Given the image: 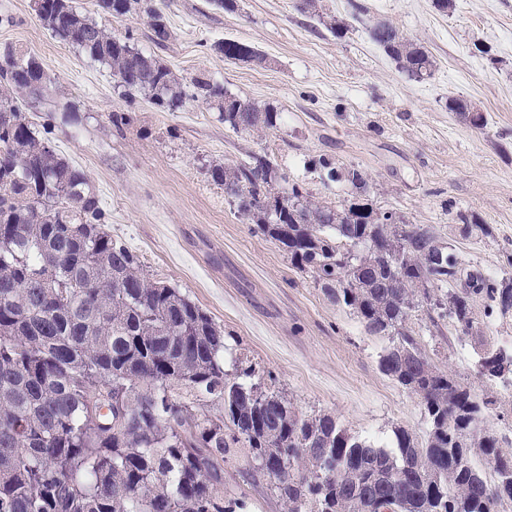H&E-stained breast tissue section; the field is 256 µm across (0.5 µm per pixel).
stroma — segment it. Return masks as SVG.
<instances>
[{
  "mask_svg": "<svg viewBox=\"0 0 512 512\" xmlns=\"http://www.w3.org/2000/svg\"><path fill=\"white\" fill-rule=\"evenodd\" d=\"M295 3L238 0L227 11L207 0H165L172 37L158 47L139 9L114 18L98 14L96 0H74L180 79L205 73L240 98L275 107L279 128L254 136L233 133L191 100L169 112L142 96L122 99L109 70L43 26L34 0H0V44L42 64L49 91L27 117L90 177L112 238L223 328L226 370L247 357L257 381L300 413L335 415L351 434L378 441L397 427L420 438L422 407L379 367L387 338L367 333L238 217L210 169L265 153L313 199L333 203L352 189L327 181L324 163L357 167L379 210L431 226L470 265L501 275L512 257V0H453L445 13L433 0H316L313 17ZM356 3L421 43L436 61L432 76L418 82L398 71L352 20ZM5 15L12 24H2ZM329 19L341 32L326 28ZM228 38L260 50L265 64L225 60L214 45ZM453 98L476 104L481 122L451 111ZM67 103L79 123H63L57 108ZM116 112L128 122L114 126ZM463 220L475 225L471 235H460ZM412 327L439 368L473 378V349L450 323L432 326L422 313ZM474 387L497 397L484 426L512 448V388L480 380Z\"/></svg>",
  "mask_w": 512,
  "mask_h": 512,
  "instance_id": "stroma-1",
  "label": "stroma"
}]
</instances>
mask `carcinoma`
<instances>
[{"label": "carcinoma", "mask_w": 512, "mask_h": 512, "mask_svg": "<svg viewBox=\"0 0 512 512\" xmlns=\"http://www.w3.org/2000/svg\"><path fill=\"white\" fill-rule=\"evenodd\" d=\"M140 6L151 39L171 31L157 0H97L115 18ZM59 41L108 67L124 98L139 93L175 112L186 101L219 113L236 134L278 127L280 112L232 95L200 74L187 84L155 56L79 11L73 0L34 5ZM353 20L399 70L422 81L434 59L385 20ZM224 59L262 64L250 44L214 45ZM0 512H248L235 470L263 481L283 512H500L512 502V449L483 431L496 399L436 367L410 327L426 308L474 341L475 375L512 368V346L483 339L475 303L509 314L503 283L456 253L434 268L437 243L421 224H379L355 167L328 168L354 192L319 202L287 186L267 155L211 169L238 197L237 214L288 253L368 332L391 337L380 369L415 395L427 431L391 443L350 434L326 413L303 415L251 382L240 358L224 367V329L104 230L109 214L88 175L57 153L22 112L48 85L41 65L0 51ZM424 280L418 291L409 284ZM229 502H224V497Z\"/></svg>", "instance_id": "obj_1"}]
</instances>
